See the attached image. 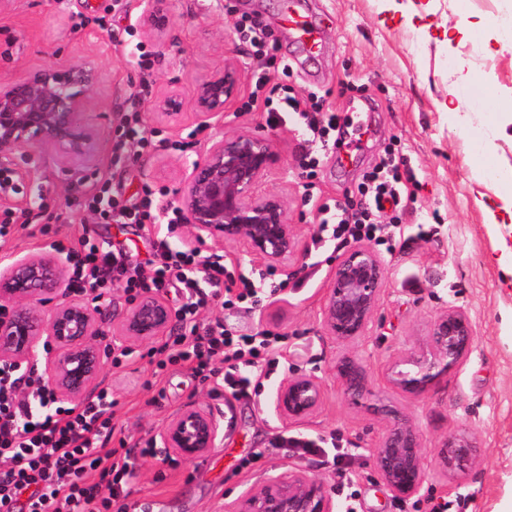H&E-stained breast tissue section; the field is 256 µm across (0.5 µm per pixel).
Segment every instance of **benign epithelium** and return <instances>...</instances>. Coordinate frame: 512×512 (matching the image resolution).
Instances as JSON below:
<instances>
[{"instance_id":"obj_1","label":"benign epithelium","mask_w":512,"mask_h":512,"mask_svg":"<svg viewBox=\"0 0 512 512\" xmlns=\"http://www.w3.org/2000/svg\"><path fill=\"white\" fill-rule=\"evenodd\" d=\"M166 0H142L140 22L148 34L169 27ZM91 62L32 68L0 78V213L15 216L30 209L22 187L32 170L17 159L43 149L70 173L75 187L83 181V166L95 157L97 127L85 122L90 94L100 82ZM240 93L239 65L228 58L224 67L201 83L195 95V120L217 128L198 159L185 165L181 223L190 227L187 247L210 239L216 243L243 241L250 253L291 274L289 261L298 241L288 222V209L276 193H256V186L280 161L272 142L255 134L226 135L224 110ZM163 120H177L183 102L173 93L152 101ZM69 260L58 253L16 259L0 269V360L17 367L29 365L39 347L47 350L43 378L64 399L80 402L98 385L106 340L117 327L126 336L149 339L174 320L164 300L139 293L117 316L112 306L92 299L76 300L66 291ZM387 269L367 246L350 248L337 262L323 309L328 335L340 341L363 336L380 300ZM474 328L465 311L450 305L432 323L426 346L392 363L386 377L395 389L420 395L457 369L474 344ZM336 378L344 396L354 403L372 397L361 362L344 358L336 363ZM321 397L316 378L297 374L277 390L276 410L286 419H299L317 408ZM385 433L373 449V467L398 499L418 495L426 482L423 448L416 427L398 412L381 407ZM218 427L209 414L191 407L177 414L159 434L163 447L192 459L215 447ZM439 460L453 472L476 463L477 450L466 432L450 437L438 450ZM326 484L294 465L288 475L270 481L245 497L224 505V512H335Z\"/></svg>"}]
</instances>
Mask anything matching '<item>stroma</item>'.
<instances>
[{
  "label": "stroma",
  "mask_w": 512,
  "mask_h": 512,
  "mask_svg": "<svg viewBox=\"0 0 512 512\" xmlns=\"http://www.w3.org/2000/svg\"><path fill=\"white\" fill-rule=\"evenodd\" d=\"M123 2L117 9L113 0H14L0 12V78L82 61L94 62L101 73L84 114L100 130L94 164L78 193L67 195V174L53 157L37 152L27 159L36 190L61 219L44 234L41 220L29 214L26 227H15L0 244V267L51 252L55 240L83 235L122 253L132 267L151 259L156 237L180 248L186 229L169 218L181 202L182 164L196 159L213 135L194 120L195 90L233 57L240 66V95L226 107L224 131L268 136L279 153V167L258 190L286 200L303 281L302 287L271 292L258 278L267 262L244 244L200 245L223 253L227 268L253 278L257 290L256 302L218 306L203 312L202 320L220 319L236 335L269 330L288 338L278 367L260 378L256 395L248 398L211 394L178 365L169 366L160 388L150 387L148 341L122 338L130 351L126 363L116 369L104 362L99 380L116 402L115 439L129 447L156 439L190 407L205 410L219 427L215 448L193 459L162 448L138 460L127 480L129 503L162 512H224L225 503L298 463L327 483L339 512H512V274L493 258L497 237L512 245V231L488 224L485 209L497 203L499 186L481 170L487 158L512 169V123L484 128L512 101V42L500 40L501 27L512 25V0H403L422 14L419 25L387 15L382 0H302L322 35L313 56L298 48L282 22L287 0H168L171 23L158 41L139 28L141 0ZM244 17L262 24L287 65L275 82L316 95L338 113L348 145L345 161L337 160L335 146L308 142L301 127L267 126L261 103L251 100L260 64L236 33ZM141 45L151 53L144 68L135 62ZM469 75L486 81L493 98L465 92L460 81ZM134 92L152 145L137 150L135 159L118 160L112 147ZM167 92L183 102L182 117L171 124L157 122L150 110L152 100ZM452 110L469 113L471 127L451 124ZM389 147L411 176L395 230L399 245L390 253L376 247L387 277L373 322L364 338L341 342L327 335L323 307L345 247L333 237L332 225L318 223L316 208L329 200L358 202L364 174ZM305 153L320 160L310 196L299 168ZM147 183L159 190L157 222L147 231L86 222L85 209L76 205L114 187L132 206L141 202ZM451 305L473 323L470 354L426 394L398 392L387 381V366L422 348L435 316ZM344 356L361 360L368 387L418 428L427 473L419 496L394 498L375 472L371 453L386 420L372 406L344 397L335 373ZM296 372L315 376L322 398L311 415L288 420L276 411L274 396ZM464 430L474 439L478 461L452 477L435 450ZM284 437L314 439L334 448L336 460H298L281 445Z\"/></svg>",
  "instance_id": "1"
}]
</instances>
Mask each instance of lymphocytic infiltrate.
<instances>
[{
    "instance_id": "f902f5d3",
    "label": "lymphocytic infiltrate",
    "mask_w": 512,
    "mask_h": 512,
    "mask_svg": "<svg viewBox=\"0 0 512 512\" xmlns=\"http://www.w3.org/2000/svg\"><path fill=\"white\" fill-rule=\"evenodd\" d=\"M243 39L254 49L262 70L257 90L265 94L266 123L277 128L294 122L313 139L325 142L335 134L340 118L321 111L319 103L303 107L290 88L271 84L270 71L281 63L276 48L257 21L238 23ZM403 175L392 154H385L359 187L365 204L346 209L321 204V215L335 214V238L376 240L382 226L376 215L386 205H400ZM140 207L131 209L116 197H93L90 205L103 224L155 223L154 191L143 186ZM154 258L148 268L129 270L122 255L97 246L57 244V251L74 260L68 290L81 296L88 289L108 294L112 286L129 292L167 293L179 287L176 308L179 330L148 351L154 375L181 365L199 383L231 392L234 398L250 394L256 372H271L279 364L283 336H235L221 321L201 323V311L216 305L231 306L254 294L252 282L236 281L220 254L200 249L172 250L165 240L152 243ZM115 400L111 389H101L80 403L61 400L42 383L35 369H19L0 361V512H130L126 478L141 457L153 455L145 447L118 451L110 442Z\"/></svg>"
}]
</instances>
